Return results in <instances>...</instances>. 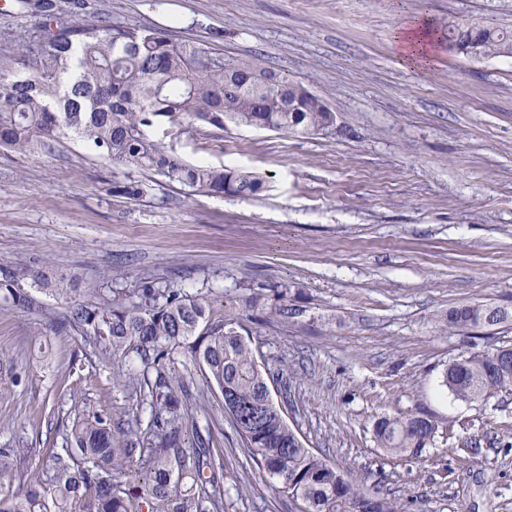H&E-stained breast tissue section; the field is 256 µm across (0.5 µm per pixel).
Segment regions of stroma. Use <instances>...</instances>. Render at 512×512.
<instances>
[{"instance_id":"stroma-1","label":"stroma","mask_w":512,"mask_h":512,"mask_svg":"<svg viewBox=\"0 0 512 512\" xmlns=\"http://www.w3.org/2000/svg\"><path fill=\"white\" fill-rule=\"evenodd\" d=\"M421 16L437 31L433 56L411 66L395 35ZM70 18L254 60L319 96L343 132L151 130L187 162L261 176L249 199L112 166L77 140L0 148V265L73 274L129 300L148 279L234 297L307 447L399 512H512V395L470 404L442 385L465 352L512 345V325L446 336L435 324L459 304L512 302V59L472 60L444 39L456 19L512 28V0H0V74ZM127 184L142 195L116 193ZM282 281L304 312L264 322L248 301ZM42 302L0 313V360L12 366L0 373V447L27 449L24 475L45 470L84 408L117 422L149 414L113 384L98 347L54 335L65 303ZM183 376L198 399L184 436L210 434L224 451V512H305L260 474L200 369ZM420 411L439 423L427 453L378 448L379 416Z\"/></svg>"}]
</instances>
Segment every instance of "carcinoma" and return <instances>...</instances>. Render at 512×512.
Masks as SVG:
<instances>
[{
	"mask_svg": "<svg viewBox=\"0 0 512 512\" xmlns=\"http://www.w3.org/2000/svg\"><path fill=\"white\" fill-rule=\"evenodd\" d=\"M448 47L474 58H512V30L475 22L448 23ZM26 75H0V146L51 151L75 135L114 164L155 172L195 192L241 198L264 181L243 170L191 164L168 152L147 130L177 124L189 131L229 126L322 135L336 124L324 101L287 77L249 59L224 56L210 43H179L155 28L60 23L38 47L21 49ZM236 91L224 110V88ZM67 303L55 334L74 332L129 366L113 383L135 387L150 407L143 435L112 416L86 411L46 475L0 487V512H223L224 463L203 439L185 444L179 424L192 407L178 358L202 369L257 467L306 512H398L379 490L364 488L306 448L271 395L250 334L230 312L232 300L212 289L193 293L146 282L137 300L76 299L64 276L54 280L25 267L0 266V312L34 310L23 282ZM268 318L303 314L291 287H267ZM486 307L460 304L438 317L444 334L483 329ZM442 385L462 402L512 393V345L497 353L469 351L448 365ZM438 422L430 414L384 415L374 424L378 447L397 457H421ZM29 448H0V475Z\"/></svg>",
	"mask_w": 512,
	"mask_h": 512,
	"instance_id": "carcinoma-1",
	"label": "carcinoma"
}]
</instances>
